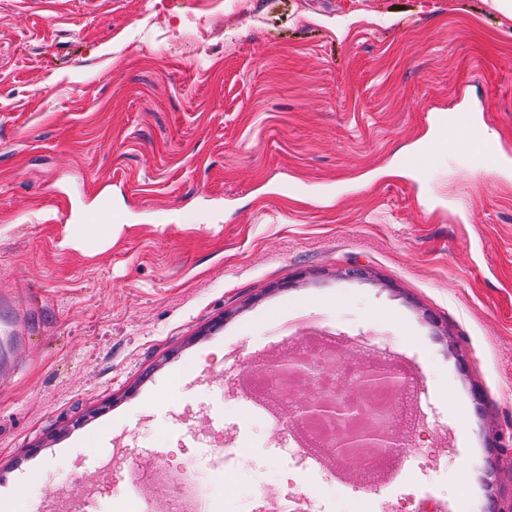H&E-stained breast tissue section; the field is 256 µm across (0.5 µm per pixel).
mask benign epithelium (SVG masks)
<instances>
[{"label": "benign epithelium", "instance_id": "benign-epithelium-1", "mask_svg": "<svg viewBox=\"0 0 512 512\" xmlns=\"http://www.w3.org/2000/svg\"><path fill=\"white\" fill-rule=\"evenodd\" d=\"M371 276L368 267L356 262H347L336 268V277L340 279H367ZM385 384L395 389L401 387L391 372L379 367L362 371L351 388L368 395ZM301 411L307 418L329 419L344 426L334 444V456L341 461L356 464L368 453L396 446L395 437L379 425L362 422L364 408L351 400L334 394L316 393L302 403Z\"/></svg>", "mask_w": 512, "mask_h": 512}]
</instances>
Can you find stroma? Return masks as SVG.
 Here are the masks:
<instances>
[{"instance_id":"35a3bbf8","label":"stroma","mask_w":512,"mask_h":512,"mask_svg":"<svg viewBox=\"0 0 512 512\" xmlns=\"http://www.w3.org/2000/svg\"><path fill=\"white\" fill-rule=\"evenodd\" d=\"M439 114L494 152L462 128L425 154ZM103 198L123 223L73 244L71 206ZM350 258L373 278H337ZM304 324L415 372L393 470L285 454L284 413L240 388ZM156 466L196 468L224 512L512 500L493 0H0V512L117 504Z\"/></svg>"}]
</instances>
